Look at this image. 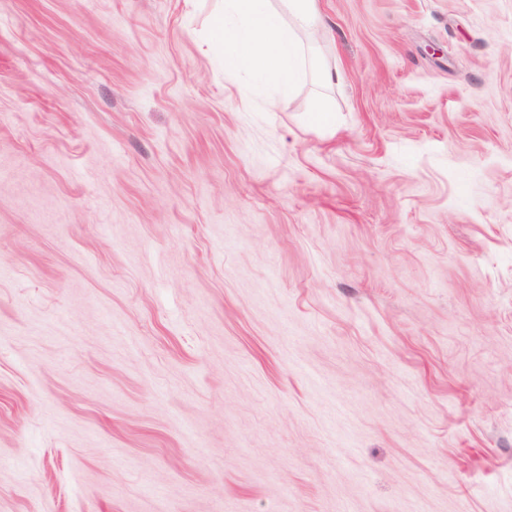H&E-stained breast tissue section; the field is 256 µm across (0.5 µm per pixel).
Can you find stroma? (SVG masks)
I'll return each instance as SVG.
<instances>
[{
    "mask_svg": "<svg viewBox=\"0 0 512 512\" xmlns=\"http://www.w3.org/2000/svg\"><path fill=\"white\" fill-rule=\"evenodd\" d=\"M318 5L0 0V512H512V0ZM225 0L217 31L224 40V70L260 73L278 92H288L303 74L298 39L318 27L317 0ZM288 24L283 23V18Z\"/></svg>",
    "mask_w": 512,
    "mask_h": 512,
    "instance_id": "obj_1",
    "label": "stroma"
}]
</instances>
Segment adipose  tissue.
<instances>
[{"label": "adipose tissue", "mask_w": 512, "mask_h": 512, "mask_svg": "<svg viewBox=\"0 0 512 512\" xmlns=\"http://www.w3.org/2000/svg\"><path fill=\"white\" fill-rule=\"evenodd\" d=\"M317 0H224L217 30L224 40V68L260 73L277 91L292 89L304 67L299 34L318 27Z\"/></svg>", "instance_id": "1"}]
</instances>
